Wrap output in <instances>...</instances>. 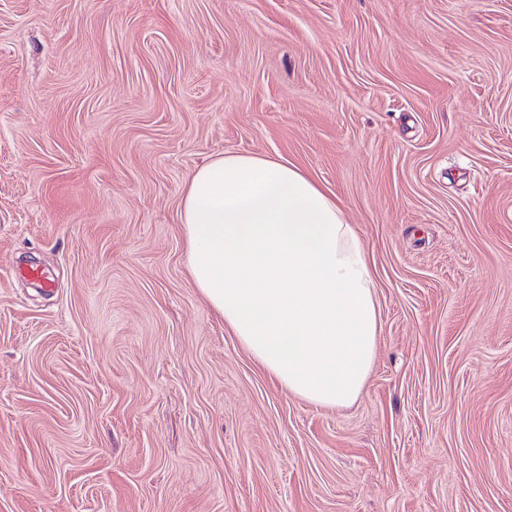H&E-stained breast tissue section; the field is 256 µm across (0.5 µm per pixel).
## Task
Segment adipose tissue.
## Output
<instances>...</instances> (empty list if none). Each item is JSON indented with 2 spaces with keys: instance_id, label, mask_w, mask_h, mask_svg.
Here are the masks:
<instances>
[{
  "instance_id": "obj_1",
  "label": "adipose tissue",
  "mask_w": 512,
  "mask_h": 512,
  "mask_svg": "<svg viewBox=\"0 0 512 512\" xmlns=\"http://www.w3.org/2000/svg\"><path fill=\"white\" fill-rule=\"evenodd\" d=\"M181 221L192 279L288 394L347 407L372 369L380 311L341 207L286 161L228 154L196 170Z\"/></svg>"
}]
</instances>
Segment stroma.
Returning <instances> with one entry per match:
<instances>
[{"instance_id": "1", "label": "stroma", "mask_w": 512, "mask_h": 512, "mask_svg": "<svg viewBox=\"0 0 512 512\" xmlns=\"http://www.w3.org/2000/svg\"><path fill=\"white\" fill-rule=\"evenodd\" d=\"M228 153L355 229L351 406L193 283L183 190ZM0 512H512V0H0Z\"/></svg>"}]
</instances>
